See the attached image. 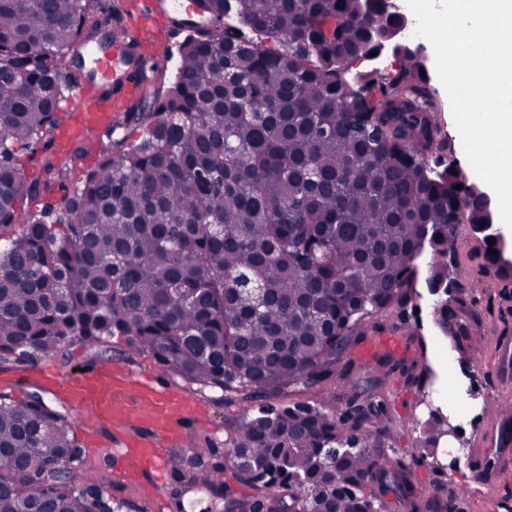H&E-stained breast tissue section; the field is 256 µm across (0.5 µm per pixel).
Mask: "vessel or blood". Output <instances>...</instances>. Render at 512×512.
Wrapping results in <instances>:
<instances>
[{"label": "vessel or blood", "instance_id": "obj_1", "mask_svg": "<svg viewBox=\"0 0 512 512\" xmlns=\"http://www.w3.org/2000/svg\"><path fill=\"white\" fill-rule=\"evenodd\" d=\"M138 19L169 21L171 29L197 31L214 23L197 0H140ZM136 38L113 43L98 53L91 70H76L73 83L88 109L83 126H93L123 111L141 91L132 54ZM493 382L503 393L512 392V327L502 326L494 338L491 359ZM40 376L75 410L82 424L110 423L116 433L114 451L120 459V478L147 473L163 483L168 472L160 443H181L194 403L144 374L115 367H96L70 378L41 368ZM475 472L485 477L502 505L512 504V416L502 415L480 437L470 455Z\"/></svg>", "mask_w": 512, "mask_h": 512}]
</instances>
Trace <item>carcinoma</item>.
Listing matches in <instances>:
<instances>
[{"label": "carcinoma", "mask_w": 512, "mask_h": 512, "mask_svg": "<svg viewBox=\"0 0 512 512\" xmlns=\"http://www.w3.org/2000/svg\"><path fill=\"white\" fill-rule=\"evenodd\" d=\"M92 2L0 0V229L21 225L0 234V365L124 336L226 407L279 398L238 411L224 462L191 476L251 487L228 491L237 512H383L388 494L420 512L414 466L447 416L412 419L418 457L384 445L407 423L385 390L403 361L351 352L413 303L427 253L441 327L467 322L475 298L448 296V253L486 210L453 151L428 171L449 138L422 59L384 79L352 65L400 35L395 3L199 0L221 27L187 36L174 81L95 133L82 185L72 153L28 182L19 154L63 123L59 61L98 33ZM131 127L127 147L114 134ZM56 191L49 222L29 201ZM100 485L65 415L0 395V512H112Z\"/></svg>", "instance_id": "cac0c4a2"}]
</instances>
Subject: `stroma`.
I'll return each mask as SVG.
<instances>
[{
	"mask_svg": "<svg viewBox=\"0 0 512 512\" xmlns=\"http://www.w3.org/2000/svg\"><path fill=\"white\" fill-rule=\"evenodd\" d=\"M453 279L456 295H476L478 303L473 319L481 327L484 350L492 351L496 327L502 314L505 310H512V291L507 290L504 282L499 281L495 274L485 273L478 247L471 243L470 234L464 229L459 232ZM431 303V296L422 294L418 300V310L403 316L395 311L390 312L384 322L401 328L409 353L417 359L419 367L425 369L428 386L438 392L443 402L455 401L458 395L470 388L476 395L474 408H481L483 402L495 399L498 390L486 369H469L460 361L449 364L448 356L454 349V343L438 327ZM102 360L137 372L155 369L150 360L129 356L126 339L122 336L113 337L109 350L104 353L76 342L55 356L38 358L36 364L51 366L59 376L67 377L72 375L74 369L92 367ZM32 367L14 364L10 368L0 369V393L17 402H27L37 397L64 413L83 451L86 466L94 468L102 476L105 492L113 501L123 503L122 512H225L224 493L212 491L189 479L190 471L202 465H211L212 451L223 450L230 422L236 415L234 409L224 406L218 394L196 385H187L172 374H163L162 379L167 386L198 403L204 413L186 423L187 438L178 449L186 461L184 470L172 472L167 483L156 490L148 476L142 477L137 484L115 478L120 461L111 450V429L104 425L99 428L97 435H90L65 401L59 400L48 385L31 377ZM450 458V453L436 452L435 465L424 464L416 468L417 481L440 492L452 484L467 487L468 496L455 503L457 512H504L489 494L485 482L476 480L471 469L443 472L442 466L449 463Z\"/></svg>",
	"mask_w": 512,
	"mask_h": 512,
	"instance_id": "1",
	"label": "stroma"
}]
</instances>
